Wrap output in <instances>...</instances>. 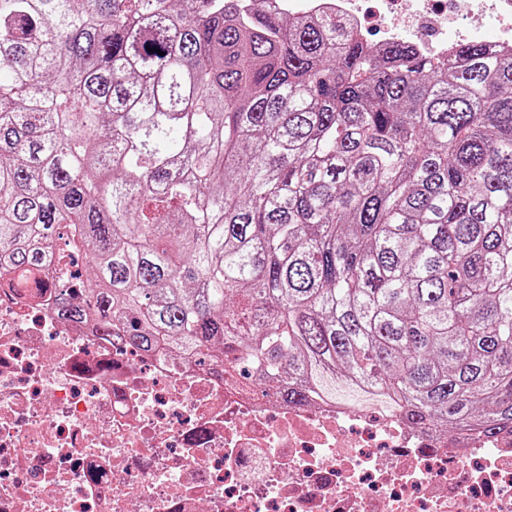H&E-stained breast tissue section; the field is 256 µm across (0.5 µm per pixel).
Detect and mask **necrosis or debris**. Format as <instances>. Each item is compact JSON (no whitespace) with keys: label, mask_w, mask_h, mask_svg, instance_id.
I'll use <instances>...</instances> for the list:
<instances>
[{"label":"necrosis or debris","mask_w":512,"mask_h":512,"mask_svg":"<svg viewBox=\"0 0 512 512\" xmlns=\"http://www.w3.org/2000/svg\"><path fill=\"white\" fill-rule=\"evenodd\" d=\"M445 54L512 49V0H288ZM0 512H512V435L285 406L221 364L105 341L52 290L0 293Z\"/></svg>","instance_id":"1"}]
</instances>
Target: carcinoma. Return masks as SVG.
<instances>
[{
  "label": "carcinoma",
  "instance_id": "1",
  "mask_svg": "<svg viewBox=\"0 0 512 512\" xmlns=\"http://www.w3.org/2000/svg\"><path fill=\"white\" fill-rule=\"evenodd\" d=\"M164 55H159V52ZM68 229L82 300L49 276ZM281 401L512 433V51L271 0H0V289Z\"/></svg>",
  "mask_w": 512,
  "mask_h": 512
}]
</instances>
